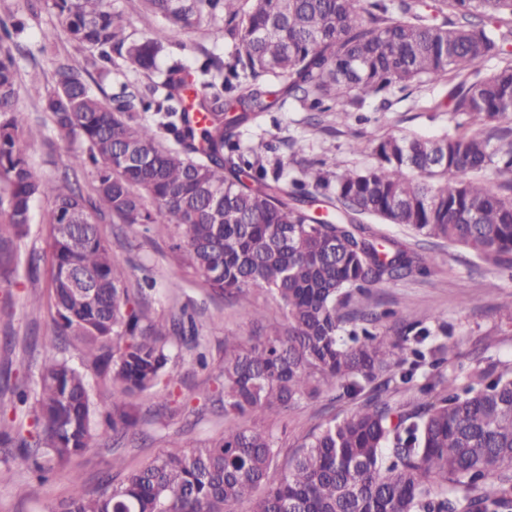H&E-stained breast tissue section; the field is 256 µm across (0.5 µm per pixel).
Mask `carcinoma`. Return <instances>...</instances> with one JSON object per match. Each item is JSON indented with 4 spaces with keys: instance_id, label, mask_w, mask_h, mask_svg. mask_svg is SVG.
<instances>
[{
    "instance_id": "1",
    "label": "carcinoma",
    "mask_w": 512,
    "mask_h": 512,
    "mask_svg": "<svg viewBox=\"0 0 512 512\" xmlns=\"http://www.w3.org/2000/svg\"><path fill=\"white\" fill-rule=\"evenodd\" d=\"M31 0H14L0 22V274L38 280L48 266L50 343L78 344L82 367L44 361L34 388L9 384L0 369V442L24 449L44 480L138 421L129 399L161 383L182 348L203 367L194 317H150L144 282L129 287L99 222L106 216L143 235H177L186 263L215 292L249 309V295L280 302L285 323L258 332L248 347L224 345L215 393L224 413L259 419L324 390L367 400L307 437L277 480L274 435L231 423L221 438L162 453L124 481L72 493L54 512H512V372L493 357L445 377L451 346L441 316L429 323L348 310L353 292L425 275L436 257L396 242L381 248L368 224L404 226L426 242L468 250L470 269L494 268L512 282V0H137L183 30L204 26L228 47L203 52L190 70L176 62L163 80L106 95L92 72L121 59L149 74L167 33L134 40L112 0H45L60 29L42 34L43 53L61 30L87 51L84 63L54 61L52 91L30 80L55 130L81 144L61 171L45 177L22 148L17 56ZM504 66L482 74L479 65ZM448 80V111L463 118L435 139L386 135L366 168L317 169L285 181L268 157L245 150L241 124L272 104L267 85L311 112L345 118L349 105L393 89L411 94ZM466 125L482 130L466 132ZM93 168L94 196L77 192L78 169ZM322 197L323 216L312 209ZM50 207L49 251L22 252L34 202ZM87 275L95 298L79 301ZM109 388L95 394L85 370ZM395 383L420 400L394 407Z\"/></svg>"
}]
</instances>
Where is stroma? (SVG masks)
<instances>
[{"label":"stroma","mask_w":512,"mask_h":512,"mask_svg":"<svg viewBox=\"0 0 512 512\" xmlns=\"http://www.w3.org/2000/svg\"><path fill=\"white\" fill-rule=\"evenodd\" d=\"M226 56L222 42L214 40L208 29L170 30L163 52L157 59L159 69L176 61L195 65L203 51ZM272 112L240 127L243 148L263 150L273 144L272 159L282 162L285 179L302 177L309 168H361L371 164L369 148L374 140L392 133L432 137L453 131L456 119L451 112L433 111V103H447L448 84L439 82L416 88L411 95L395 92L388 103L366 98L363 105L350 106L344 120L335 114L324 115L320 126L307 125V114L294 99L280 100L271 94ZM19 106L34 134L27 151L38 173L49 176L60 167L66 154L77 150V143L56 135L48 115L38 100L21 95ZM298 142L303 150L292 154L289 145ZM112 255L128 272L131 281L152 277L156 286L151 293L150 313L166 319L181 307L194 308L203 348L212 366H219L224 356V341L232 339L245 345L257 334L252 317L238 304L215 295L204 280L188 267L175 250L170 236L145 239L137 229L105 220L99 224ZM437 263L425 276L381 283L368 293L355 295L356 308L394 311L397 317L423 321L430 313H441L448 325V341L453 354L443 368L454 374L473 366L476 359L494 356L512 368V327L502 318L512 311V286L496 272H470L468 253L448 244L433 247ZM176 290H169V283ZM46 279L30 283L26 279L10 283L0 278V329L12 324L18 335L33 331L50 335L47 314L29 315V301L46 292ZM10 316H2V309ZM172 388L160 387L140 396L135 404L139 423L127 435L111 439L91 449L74 463L84 489L92 491L107 477L124 479L127 471L139 468L155 455L172 447H188L220 436L224 430V411L218 398L202 399L201 391L214 389L208 371L202 370L190 351H182L174 370ZM349 401L337 400L334 391L318 399L304 401L262 421V428L273 433L280 448V463L301 444L316 425L331 416H344L354 410ZM122 458L123 469L112 467L113 458ZM9 467L7 479L0 483V512H50L71 493L66 472L60 471L41 482L30 472L18 448L0 444V468Z\"/></svg>","instance_id":"35a3bbf8"}]
</instances>
